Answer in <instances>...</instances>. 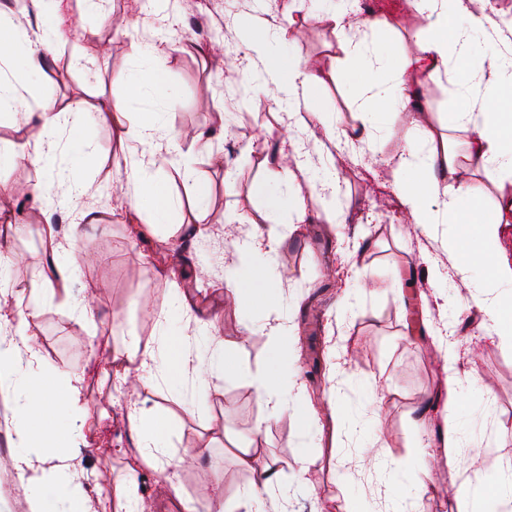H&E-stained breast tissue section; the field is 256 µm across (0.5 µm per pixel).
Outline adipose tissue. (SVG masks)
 Here are the masks:
<instances>
[{"mask_svg":"<svg viewBox=\"0 0 512 512\" xmlns=\"http://www.w3.org/2000/svg\"><path fill=\"white\" fill-rule=\"evenodd\" d=\"M47 4L55 21L38 32L18 30L0 15V63L21 51L30 69H40L45 55L65 41L69 30L67 0H32L37 10ZM412 8L425 18L424 25L413 33L414 51L394 53L349 40L339 42L337 49L362 74L357 110L365 115L390 103L410 105L414 88L439 80L453 62L458 65L460 88L483 90L485 104L456 113L453 120L456 129L471 134L465 143L466 156L480 170L481 179L458 180L455 152L435 139L428 126L415 121L394 171V191L418 226L455 225L450 245L462 255L460 271L489 269V293L480 307L501 346L512 350V294L504 290L505 285L512 284V258L500 245L504 230L512 227V8H478L474 0H412ZM477 32L500 42L497 55L487 56L479 50L472 40ZM293 33L290 26L274 32L255 29L247 45L266 61L263 84L275 88L274 100L287 112L295 135L285 145L294 150L298 147L297 134L310 122L324 118L318 91L327 74L295 57H272V43L287 41ZM155 125L156 117L150 114L127 131L136 143L126 160L133 185L130 206L146 225L170 223L177 213L165 182L153 177L146 165L159 149ZM297 169L307 176L323 219L339 223L342 213L336 206L339 187L335 179L326 172L309 171L302 159ZM488 200L494 204L490 222L483 214ZM279 246L278 238L262 232L237 245L242 263L226 281L245 326H252L253 311L266 307L276 296L273 263ZM75 268L74 259L64 260L59 253H52L41 284L23 291L25 310L17 315L13 337L0 339V394L12 403L10 426L18 448L16 469L31 490L28 512H147L146 501L132 481L115 483L111 492L99 498L96 510H88L85 492L67 463L75 450L76 425L88 423L81 379L43 364L28 333L30 319L38 316L59 289L68 286ZM437 342L445 353L441 448L448 458L465 437L457 421L466 397L465 381L452 334L439 329ZM284 361L282 348L272 346L266 370L254 380L258 397L275 411L288 404L283 387ZM240 370L237 359L225 350L223 338L210 328L197 336L164 333L155 343L135 339L124 351L114 353L111 361L112 374L121 380L133 377L147 388L169 385L185 410L193 414L202 410L198 392L219 390L226 378ZM127 420L137 437L138 462L143 466L164 473L184 461H198L205 454L204 449L187 448L181 456H171L161 444L169 433V422L145 408H132ZM370 455L393 489V512H420L429 491L426 482L408 473L405 462L389 458L385 449H371ZM239 462L263 474L261 480L242 491L241 500L259 508L287 499L288 490L281 485L274 462L262 459L260 448H242ZM457 510L512 512V472H499L490 483L479 475L467 480Z\"/></svg>","mask_w":512,"mask_h":512,"instance_id":"ef3b65f1","label":"adipose tissue"}]
</instances>
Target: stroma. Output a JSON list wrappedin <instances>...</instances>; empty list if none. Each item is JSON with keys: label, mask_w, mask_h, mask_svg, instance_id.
Wrapping results in <instances>:
<instances>
[{"label": "stroma", "mask_w": 512, "mask_h": 512, "mask_svg": "<svg viewBox=\"0 0 512 512\" xmlns=\"http://www.w3.org/2000/svg\"><path fill=\"white\" fill-rule=\"evenodd\" d=\"M340 8L341 0H199L197 11L186 12L180 0H170L164 10L140 9L137 0H97L93 8L87 0H69V41L43 72L29 70L20 57L0 67V77L17 83L15 108L0 111L1 144L38 141L37 120L24 118L35 111L36 101L49 102L66 115L54 137V170L21 158L0 161V186L10 190L25 182H49L51 191L64 198L57 212L67 219L49 230L42 214L45 200L0 195V214L8 220L0 232V256L21 258L0 285V307L16 310L21 290L40 281L52 242H75L79 270L69 284L70 295L90 298L92 321L75 319L53 301L30 321L29 330L44 364L82 376L89 415L97 416L103 407L110 412L104 422L82 429L79 451L70 461L89 502L106 493L111 482L130 478L153 501L154 512H184L186 500L217 487L223 490L226 512H245L238 494L253 475L239 467L234 447L254 440L277 463L279 478L288 487V512H314V493L295 480L304 443L296 410L271 413L251 386L252 376L267 367L271 342L260 326L276 318L295 326L298 380L318 410H327L335 394L360 416L371 412L373 399H381L386 432L381 440L388 454L410 459L414 472L428 474L432 491L423 512H452L461 479L495 473L512 462V439L495 454L479 452L483 441L512 429V352L491 339L474 308L484 273L459 272L447 246L452 226L434 224L421 233L395 197L394 156L405 146L407 109L387 108L381 136L362 137L341 154L326 129L305 133V140L320 148V167L333 169L345 221L322 222L313 204L300 226H293L292 215L275 217L270 227L282 238L276 278L280 306L256 314L257 329L249 332L235 310L224 305V269L237 256L223 225H239L240 237L249 238L263 219L265 193H297L303 181L294 165H280L274 172L265 162L275 146L271 131L288 130L286 115L269 99L260 105L236 104L233 87L225 85L224 24L232 22L243 34L254 25L278 28L295 17L292 39L276 45V52L329 71L320 108L335 126H359L364 118L355 110V86L336 45L350 38L371 43L375 37L368 30L354 35L337 30L328 16ZM163 43L169 47L163 83L129 101L126 111L132 125L145 113H157L160 146L176 142L181 165L163 166L162 173L182 202L181 221L134 235L129 231L132 211L112 202L114 191L125 196L133 191L124 157L134 143L100 121L96 109L124 98L129 81H149L147 52ZM77 54L82 57L78 63L73 60ZM421 100L429 127L459 146L467 134L449 130L448 123L455 113L481 103L482 96L462 95L454 81L444 78L427 83ZM231 107L237 114L228 125L224 114ZM200 185L209 192L207 216L201 221L191 206ZM85 213L96 216V223L81 222ZM172 254L177 260L169 278L149 274L151 265ZM431 267L443 273L440 285L449 298L470 308L454 333L465 353L462 370L471 380L460 413L466 440L457 451L453 475L444 463L409 455L420 414L444 390L442 354L420 319V296L431 291ZM178 293L184 302L176 310L172 302ZM208 323L216 326L244 371L210 393L201 414L184 411L166 387L151 391L127 383L118 388L104 381L107 360L89 349L94 335L118 350L131 333L147 341L169 324L194 336ZM133 403L175 419V432L166 441L175 452L207 451L200 461L172 470L176 493L160 495L161 474L135 463L137 442L124 419ZM375 440L374 433L358 441L345 430L336 440H319L318 458L309 472L315 493H346L364 500L373 512H387L391 488L374 464L359 453L337 470L327 462L331 448L357 441L370 448Z\"/></svg>", "instance_id": "35a3bbf8"}]
</instances>
